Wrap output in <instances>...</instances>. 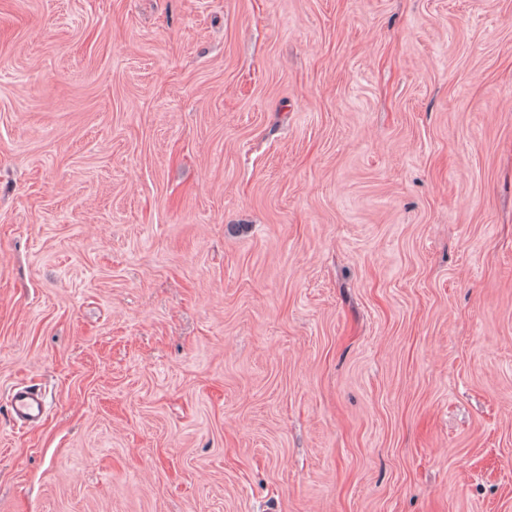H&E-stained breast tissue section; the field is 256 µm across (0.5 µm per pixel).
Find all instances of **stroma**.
I'll return each instance as SVG.
<instances>
[{"label":"stroma","mask_w":512,"mask_h":512,"mask_svg":"<svg viewBox=\"0 0 512 512\" xmlns=\"http://www.w3.org/2000/svg\"><path fill=\"white\" fill-rule=\"evenodd\" d=\"M0 512H512V0H0ZM10 414L16 422L35 427L43 416L41 395L30 387H17L10 396Z\"/></svg>","instance_id":"stroma-1"}]
</instances>
